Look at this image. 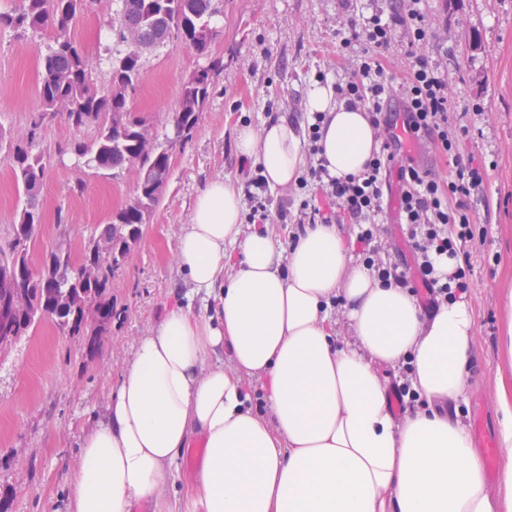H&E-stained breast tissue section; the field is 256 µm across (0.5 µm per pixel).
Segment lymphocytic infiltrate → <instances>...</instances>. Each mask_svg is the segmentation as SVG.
I'll return each mask as SVG.
<instances>
[{
    "instance_id": "lymphocytic-infiltrate-1",
    "label": "lymphocytic infiltrate",
    "mask_w": 512,
    "mask_h": 512,
    "mask_svg": "<svg viewBox=\"0 0 512 512\" xmlns=\"http://www.w3.org/2000/svg\"><path fill=\"white\" fill-rule=\"evenodd\" d=\"M421 0H397L390 13L376 12L367 18L363 33L342 38V48L363 41L361 56L350 58L352 79L336 84V97L350 109H363L377 132L378 152L356 176H331L319 160L320 129L325 113L307 116L309 168L298 182L300 202L296 212L287 207L271 209L268 185L261 171H254L243 190L245 221L249 224L277 222L304 230L309 224H355L356 244L362 263L380 282L403 288L416 296L426 311L459 298L470 286L471 264L459 255L475 241L468 206L471 195L483 191L488 166L463 159L462 141L468 126L451 118L448 76L416 54L417 46L429 40V27ZM408 34V73L400 85L401 114L391 108L385 53L398 29ZM403 126L418 142L432 145L451 164L447 179L414 163L398 164L401 142L396 126ZM396 172L399 182V213L402 231L414 258L413 268L382 258L377 246L379 217L383 210L387 176Z\"/></svg>"
}]
</instances>
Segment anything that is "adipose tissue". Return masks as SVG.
Segmentation results:
<instances>
[{
  "instance_id": "ef3b65f1",
  "label": "adipose tissue",
  "mask_w": 512,
  "mask_h": 512,
  "mask_svg": "<svg viewBox=\"0 0 512 512\" xmlns=\"http://www.w3.org/2000/svg\"><path fill=\"white\" fill-rule=\"evenodd\" d=\"M306 109L327 113L329 173L356 175L379 148L363 110L332 85ZM244 157L284 188L304 172L305 131L278 117L234 131ZM177 265L204 311L166 308L81 444L67 512H132L159 501L170 464L194 438L204 456L192 486L164 512H512V389L499 385V487L445 406L465 390L474 322L464 301L425 313L402 288L376 282L336 225L309 224L289 255L267 227L244 231L241 191L206 182L177 244ZM343 298L355 346L337 343L329 314ZM226 353L230 367L212 364ZM411 363L420 408L395 421L379 366ZM262 380L268 412L248 379Z\"/></svg>"
}]
</instances>
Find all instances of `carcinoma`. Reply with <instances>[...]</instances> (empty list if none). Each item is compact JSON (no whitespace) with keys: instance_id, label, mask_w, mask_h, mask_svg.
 <instances>
[{"instance_id":"cac0c4a2","label":"carcinoma","mask_w":512,"mask_h":512,"mask_svg":"<svg viewBox=\"0 0 512 512\" xmlns=\"http://www.w3.org/2000/svg\"><path fill=\"white\" fill-rule=\"evenodd\" d=\"M114 31L119 41L132 31L141 47L155 49L173 39L191 45L198 54L208 53L216 35L214 18L219 10L215 0H120ZM87 7V0H27L17 14L0 13V27L16 31L37 30L49 24L56 29L54 46L42 65L39 95L46 112L64 109L63 116L76 128L108 122L99 128L91 144L78 142L76 155L90 156L100 169H122L139 161L144 178L137 182L134 201L118 211L112 222L75 260L68 252L54 253L36 270L29 260V247L39 220V196L46 168L44 156L21 147L14 150V172L24 205L13 225L8 249H0V271L10 276L12 288L21 300L19 333L26 336L35 325L51 320L70 336H100L114 315L108 295L115 271L125 262L131 246L140 238L145 216L160 199L170 169L169 148L186 140L210 96L214 78L223 63L212 60L195 71L184 84L181 106L172 117L175 140L156 144L152 153H143L142 141L151 137L147 118L130 111L129 91L141 72L142 55L126 51L112 60V85L100 94L89 80L86 60L67 35L69 22Z\"/></svg>"}]
</instances>
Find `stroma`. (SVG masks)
Segmentation results:
<instances>
[{"label": "stroma", "mask_w": 512, "mask_h": 512, "mask_svg": "<svg viewBox=\"0 0 512 512\" xmlns=\"http://www.w3.org/2000/svg\"><path fill=\"white\" fill-rule=\"evenodd\" d=\"M392 0H222L215 19L219 32L208 55L174 40L144 52L130 111L152 121L154 140L172 133L171 117L182 87L210 60L224 64L189 139L170 152V173L156 207L142 226L110 292L116 313L96 355L81 338L62 333L47 320L30 335L0 350V497L7 512H66L67 483L80 465V445L103 419L110 393L135 346L160 319L167 305L189 299L190 285L175 260L178 238L190 221L205 183L222 176L244 182L246 170L234 143L242 124L260 127L270 114L305 121L307 93L317 73L328 82L347 80L340 41L350 26L389 11ZM118 0H91L68 34L88 65L91 83L107 90L112 60L126 49L112 26ZM432 34L423 52L448 70L455 105L481 102L478 133L464 144L475 158H495L482 192L469 201L484 245L470 252L471 286L464 300L475 323L470 382L448 414L470 427L473 407H481L492 434L501 415L496 385L507 370L500 344L506 323L504 296L512 287V0H424ZM51 27L19 33L0 29V247L12 239L23 201L14 177L10 145L30 147L47 159L40 196V224L29 248L34 268L63 249L79 256L103 224L133 199L134 170H102L75 156V142H93L97 124L73 128L62 114H45L39 96L40 64L53 44ZM41 129L35 141L26 133ZM378 246L383 257L412 264L399 229L396 194L384 202Z\"/></svg>", "instance_id": "stroma-1"}]
</instances>
